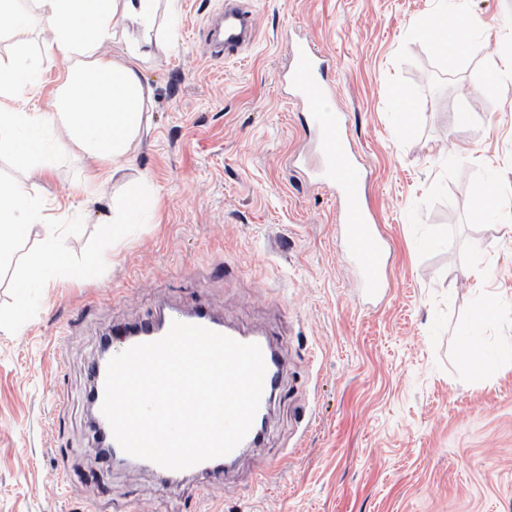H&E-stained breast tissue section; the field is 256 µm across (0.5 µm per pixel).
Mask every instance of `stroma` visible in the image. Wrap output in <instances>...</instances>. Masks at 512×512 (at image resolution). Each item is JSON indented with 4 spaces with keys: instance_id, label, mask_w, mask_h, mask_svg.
I'll use <instances>...</instances> for the list:
<instances>
[{
    "instance_id": "obj_1",
    "label": "stroma",
    "mask_w": 512,
    "mask_h": 512,
    "mask_svg": "<svg viewBox=\"0 0 512 512\" xmlns=\"http://www.w3.org/2000/svg\"><path fill=\"white\" fill-rule=\"evenodd\" d=\"M238 3L256 28L222 60L208 32L224 0H178L145 69L151 128L121 180L87 197L89 163L55 161L47 191L83 205L74 270L0 331V512H512V365L485 367L463 338L482 306L486 342L512 337V233L476 207L512 209V99L499 90L512 72L487 74L494 37L461 55L419 37L439 0ZM287 29L329 56L373 171L391 288L370 309L335 197L288 166L304 136L279 82ZM127 184L147 215L112 249L101 229ZM202 295L276 341L284 388L263 442L206 495L189 481L175 497L137 468L102 471L88 366L114 325Z\"/></svg>"
}]
</instances>
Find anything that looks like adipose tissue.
<instances>
[{"label": "adipose tissue", "instance_id": "ef3b65f1", "mask_svg": "<svg viewBox=\"0 0 512 512\" xmlns=\"http://www.w3.org/2000/svg\"><path fill=\"white\" fill-rule=\"evenodd\" d=\"M176 0H0V40L10 43L0 56V158L19 165L20 178H0V246L13 245L19 255L12 276L14 318L28 307V291L53 282L69 266V225L59 223V205L35 189L47 179L55 159L77 154L95 164L94 189L109 185L127 155L150 128L147 104L153 89L144 64L160 21L173 16ZM42 21V54L31 49L34 21ZM489 23L462 11L458 0L442 8L420 28L422 35L463 53L470 36ZM60 57L66 65L46 103H17L19 88L38 94L43 57ZM43 242L37 253L24 249L31 237Z\"/></svg>", "mask_w": 512, "mask_h": 512}]
</instances>
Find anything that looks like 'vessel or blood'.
I'll return each instance as SVG.
<instances>
[{"label": "vessel or blood", "instance_id": "vessel-or-blood-1", "mask_svg": "<svg viewBox=\"0 0 512 512\" xmlns=\"http://www.w3.org/2000/svg\"><path fill=\"white\" fill-rule=\"evenodd\" d=\"M253 27L250 15L226 0L224 12L211 27L210 49L214 57L223 58L247 42ZM290 47L288 62L281 74L302 105L301 122L306 130L309 148L292 162L307 180L335 194L338 203V223L345 249L356 270L360 295L373 300L388 294L390 280L384 263L389 240L377 224L367 200L370 173L354 150L348 136V115L336 105V92L322 75L327 57L311 41L285 36ZM203 326L241 342L259 344L266 373L260 408L269 411L278 395L285 372L278 346L267 334L247 335L227 326L206 301L190 306L174 307L160 318H146L118 328L111 338L113 353L154 342L163 338L173 322ZM263 439L258 428H251L245 439L228 455L199 463V470L211 476H223L249 449Z\"/></svg>", "mask_w": 512, "mask_h": 512}]
</instances>
